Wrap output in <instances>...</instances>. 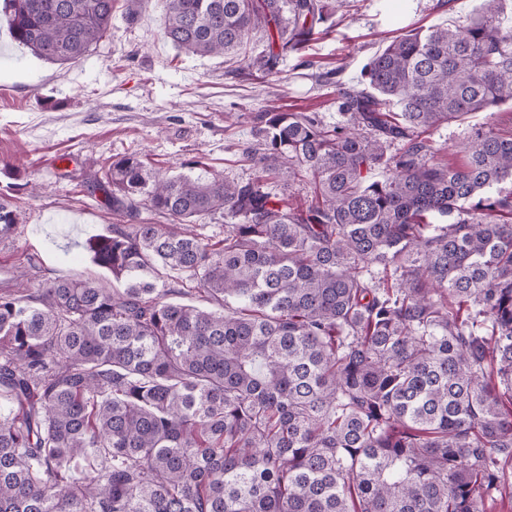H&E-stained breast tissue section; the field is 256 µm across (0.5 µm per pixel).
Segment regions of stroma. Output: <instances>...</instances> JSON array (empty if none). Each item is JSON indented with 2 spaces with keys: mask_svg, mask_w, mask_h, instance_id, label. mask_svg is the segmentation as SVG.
I'll use <instances>...</instances> for the list:
<instances>
[{
  "mask_svg": "<svg viewBox=\"0 0 512 512\" xmlns=\"http://www.w3.org/2000/svg\"><path fill=\"white\" fill-rule=\"evenodd\" d=\"M477 0H357L349 12L288 56L281 73L245 78L241 58L193 56L163 37V0H114L112 27L81 59L50 64L12 42L0 27V195L18 217L0 242V283L29 272L30 288L77 276L111 280L95 264L90 239L111 235L119 218L93 191L113 155L146 154L159 173L193 174L194 161L244 182L242 151L265 109L314 112L341 122L336 89L359 87L367 62L396 37L433 25L465 23ZM337 70L336 82L317 75ZM512 133V104L434 129L444 160L484 124Z\"/></svg>",
  "mask_w": 512,
  "mask_h": 512,
  "instance_id": "35a3bbf8",
  "label": "stroma"
}]
</instances>
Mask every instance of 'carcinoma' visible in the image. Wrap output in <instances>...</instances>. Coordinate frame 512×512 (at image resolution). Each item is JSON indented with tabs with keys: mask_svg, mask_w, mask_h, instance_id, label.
Listing matches in <instances>:
<instances>
[{
	"mask_svg": "<svg viewBox=\"0 0 512 512\" xmlns=\"http://www.w3.org/2000/svg\"><path fill=\"white\" fill-rule=\"evenodd\" d=\"M112 2L5 9L63 65ZM355 2L165 0L163 35L210 56L260 32L244 73L264 79ZM363 81L338 92L336 126L264 112L246 183L112 157L98 188L130 223L88 250L123 287L33 295L21 271L0 289V512H486L509 486L512 135L479 129L453 164L429 134L512 102V10L481 0L397 37ZM138 198L169 223L138 221ZM203 217L223 236L193 232ZM17 223L1 195L0 241Z\"/></svg>",
	"mask_w": 512,
	"mask_h": 512,
	"instance_id": "carcinoma-1",
	"label": "carcinoma"
}]
</instances>
